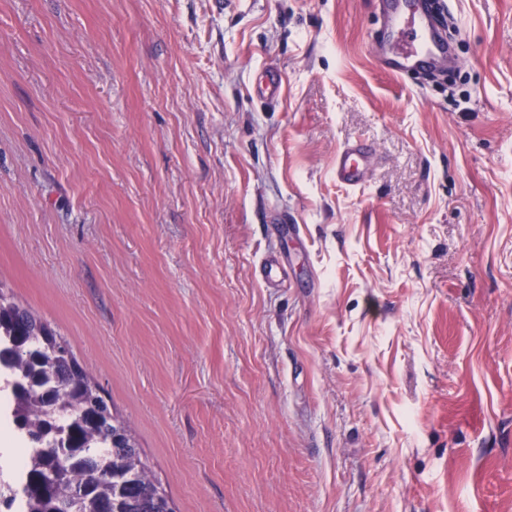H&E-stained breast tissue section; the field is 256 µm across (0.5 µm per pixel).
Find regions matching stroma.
Here are the masks:
<instances>
[{"instance_id": "obj_1", "label": "stroma", "mask_w": 512, "mask_h": 512, "mask_svg": "<svg viewBox=\"0 0 512 512\" xmlns=\"http://www.w3.org/2000/svg\"><path fill=\"white\" fill-rule=\"evenodd\" d=\"M376 2L0 0V282L176 512H512V0L451 87ZM373 151L372 145L363 141L348 143L338 149L333 165L336 182L353 188L365 184L369 177L367 166Z\"/></svg>"}]
</instances>
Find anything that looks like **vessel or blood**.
<instances>
[{
	"label": "vessel or blood",
	"instance_id": "1",
	"mask_svg": "<svg viewBox=\"0 0 512 512\" xmlns=\"http://www.w3.org/2000/svg\"><path fill=\"white\" fill-rule=\"evenodd\" d=\"M379 4L383 22L374 36V48L383 71L401 77L447 63L448 41L436 28L432 0H379ZM372 154V145L363 141L342 146L333 165L336 181L353 188L365 184Z\"/></svg>",
	"mask_w": 512,
	"mask_h": 512
}]
</instances>
